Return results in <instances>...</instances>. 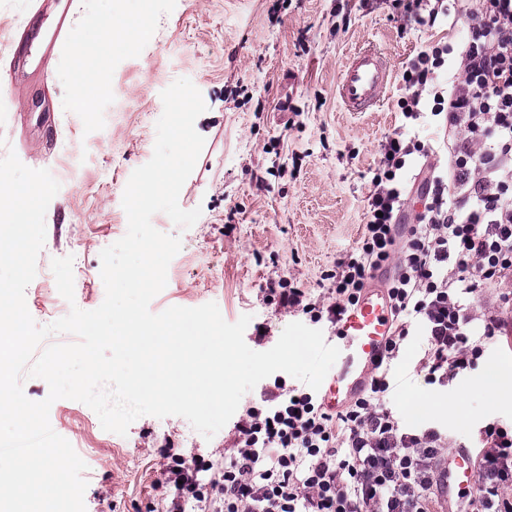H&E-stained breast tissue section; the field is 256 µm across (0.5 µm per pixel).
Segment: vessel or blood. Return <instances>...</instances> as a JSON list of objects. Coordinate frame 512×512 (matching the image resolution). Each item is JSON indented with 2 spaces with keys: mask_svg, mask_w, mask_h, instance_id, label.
<instances>
[{
  "mask_svg": "<svg viewBox=\"0 0 512 512\" xmlns=\"http://www.w3.org/2000/svg\"><path fill=\"white\" fill-rule=\"evenodd\" d=\"M71 36L70 18L63 14L55 20L47 43L34 42L23 26L15 33L12 46L47 56ZM391 75L390 64L381 50L368 47L350 54L337 83L338 98L345 111H375ZM391 326L390 302L379 283L365 289L357 305L340 317L336 332L329 339L330 345L339 348L340 355L335 370L326 375L318 390L327 409H340L364 389L368 373L384 352ZM447 466L449 495L475 488L477 461L472 449H456L449 455Z\"/></svg>",
  "mask_w": 512,
  "mask_h": 512,
  "instance_id": "vessel-or-blood-1",
  "label": "vessel or blood"
}]
</instances>
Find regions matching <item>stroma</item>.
Here are the masks:
<instances>
[{"instance_id": "35a3bbf8", "label": "stroma", "mask_w": 512, "mask_h": 512, "mask_svg": "<svg viewBox=\"0 0 512 512\" xmlns=\"http://www.w3.org/2000/svg\"><path fill=\"white\" fill-rule=\"evenodd\" d=\"M30 4L0 0V75L11 73L16 83L0 93V158L15 152L60 184L46 211L38 271L72 257L76 305L102 304L100 253L127 232L122 197L132 172L152 157L161 93L190 79L207 106L195 122L205 145L178 202L202 213L183 230L153 215L158 231L180 236L181 249L149 309L213 302L227 322L250 315L246 344L271 349L297 317L267 303L268 285L285 279L314 298L332 287L331 271L362 230L378 145L398 122L401 73L442 30L408 23L389 0H154V37L130 33L127 46L110 48L104 92L91 111L76 112L69 88L89 69L70 64L69 44L45 62L48 84L32 66L13 67L14 32L30 21L47 25ZM370 44L387 55L392 81L377 111H343L340 69ZM79 152L85 160L73 176L67 166ZM260 326L268 329L261 340ZM494 367L512 369V344L452 385L406 381L391 404L408 426L433 424L465 440L486 420L512 422V388L489 398L478 386ZM49 419L74 450L95 451L83 473L86 512H166L174 490L164 483L160 449L220 463L233 433L228 424L208 440L183 417L145 415L121 436L69 399L55 401Z\"/></svg>"}]
</instances>
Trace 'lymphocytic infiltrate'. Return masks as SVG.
Here are the masks:
<instances>
[{
	"instance_id": "lymphocytic-infiltrate-1",
	"label": "lymphocytic infiltrate",
	"mask_w": 512,
	"mask_h": 512,
	"mask_svg": "<svg viewBox=\"0 0 512 512\" xmlns=\"http://www.w3.org/2000/svg\"><path fill=\"white\" fill-rule=\"evenodd\" d=\"M421 27L465 23L468 36L430 42L409 62L398 125L381 140L361 235L336 264L328 297L282 280L267 299L335 330L375 272L393 313L386 349L341 411L276 377L234 426L223 465L175 454L170 512H438L447 431L407 426L390 405L392 365L420 337L416 373L448 385L512 335V0H392ZM452 71L447 86L440 73ZM432 122V136L418 134ZM421 190L422 213L407 202ZM478 480L469 512H512V425L469 441Z\"/></svg>"
}]
</instances>
